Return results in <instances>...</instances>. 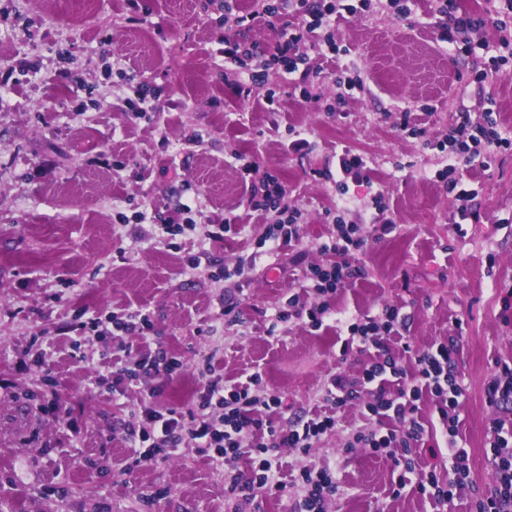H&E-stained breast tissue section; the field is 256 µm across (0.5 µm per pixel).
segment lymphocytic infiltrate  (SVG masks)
<instances>
[{"label": "lymphocytic infiltrate", "mask_w": 512, "mask_h": 512, "mask_svg": "<svg viewBox=\"0 0 512 512\" xmlns=\"http://www.w3.org/2000/svg\"><path fill=\"white\" fill-rule=\"evenodd\" d=\"M367 6L368 0H265L261 11L242 15L236 0H224V14L240 27L253 26L259 20L275 27L278 40L271 60L280 63L286 73L298 75L303 99L316 103L320 97L313 91V82L321 69L312 65L309 49L318 46L338 54L334 39L337 19L360 13ZM432 9L440 17L442 40L455 49L471 50L474 34L485 25L484 18L461 11L458 0H433ZM448 143V163L437 176L446 181L456 200L467 202V209L460 212L461 220L480 221V212L469 206L475 191L458 169L476 157L512 149V138L499 130L494 112H484L478 124L464 112L451 127ZM250 202L257 211L279 209L282 219L267 227L251 253L239 256L233 267L224 270L228 280L243 276L268 246L288 244L300 236V213L290 207L285 188L274 178L261 177L252 184ZM393 229V221L388 220L379 224L377 233L386 235ZM374 234L357 224H337L335 233L320 245L325 264L310 266L305 274L314 300L289 296L268 326V333H275L280 324L291 320L314 329L323 327L335 313L339 290L362 277V268L352 259L366 250ZM408 318L399 304L386 305L374 314L341 318L340 324L348 333L341 355L355 352L364 355L366 361L358 372L333 374L323 389L322 405L289 422L283 418L281 398L264 391L260 374L228 386L211 363L200 372L195 409L181 412L154 405L161 383L179 376L183 363L156 342L149 315L129 309L119 317L94 319L92 328L98 339L124 354L119 366L101 376V384L118 394L134 387L146 398L134 422L127 426L129 437L142 446L131 460L132 467L152 465L188 439L203 457L223 465L225 494L252 505L259 498L287 489L279 449L309 451L335 429L338 410L360 403L367 423L352 433L345 448H369L385 454L394 475L393 496L402 494L413 474L418 492L444 507L456 493L471 486L469 456L459 443L461 400L466 392L457 373L459 339L448 337L413 361H406L410 347L403 344L402 333ZM134 337L141 340L140 348H132L130 340ZM484 395L497 413L487 443L494 477L486 488L475 492L470 512H512L511 359L497 361ZM436 432L448 444V471L444 474L419 464L418 447ZM300 480L305 494L295 502L293 512H327L328 502L338 492L330 472L306 467L300 471Z\"/></svg>", "instance_id": "lymphocytic-infiltrate-1"}]
</instances>
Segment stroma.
Listing matches in <instances>:
<instances>
[{"label": "stroma", "instance_id": "35a3bbf8", "mask_svg": "<svg viewBox=\"0 0 512 512\" xmlns=\"http://www.w3.org/2000/svg\"><path fill=\"white\" fill-rule=\"evenodd\" d=\"M138 3L133 11L126 0H0V71H13L0 87V512H290L301 492L293 478L305 465L335 472L340 493L330 512H436L414 490L390 496L385 457L367 448L345 452L363 423L358 405L307 455L283 450L288 494L264 497L257 508L225 499L223 467L188 440L170 457L126 472L132 442L125 426L140 395L98 384L105 345L78 327L144 309L158 341L185 365L161 385L159 403L190 408L195 371L210 356L231 382L261 372L286 418L296 419L319 404L331 375L355 372L365 358L340 356L332 327L288 323L274 337L265 327L299 291L307 266L321 262L318 247L337 203L350 198L345 222L366 224L378 192L395 228L360 256L364 275L339 294L337 307L351 315L405 302V336L416 354L460 335L461 435L474 486H487L495 411L483 389L496 359H512L502 302L512 289V150L490 169L462 167L482 215L481 223L463 224L435 176L448 159L425 143L488 102L512 133V62L497 78L464 84L472 60L441 41L427 0L405 18L388 0H371L364 14L338 21L340 54H312L323 70L314 104L296 93L293 76L268 65L274 32L261 22L226 27L224 0ZM228 38L260 45L248 67L279 92L280 111L231 93L239 74L220 53ZM340 71L363 82L341 117L325 110L336 101ZM139 88L153 109L137 119L125 100ZM404 111L414 113L422 135L399 130ZM289 125L308 140L304 154L290 150ZM344 147L367 155L372 173L370 184H350L343 195L318 172ZM242 156L286 187L303 226L299 240L229 283L219 270L279 220L277 211L252 209ZM116 163L121 171H113ZM182 203L196 229L173 247L152 225L157 213L173 214ZM227 218L235 235L203 243L208 225ZM197 253L202 263L189 269L186 260ZM227 294L240 299L244 325L225 322Z\"/></svg>", "mask_w": 512, "mask_h": 512}]
</instances>
